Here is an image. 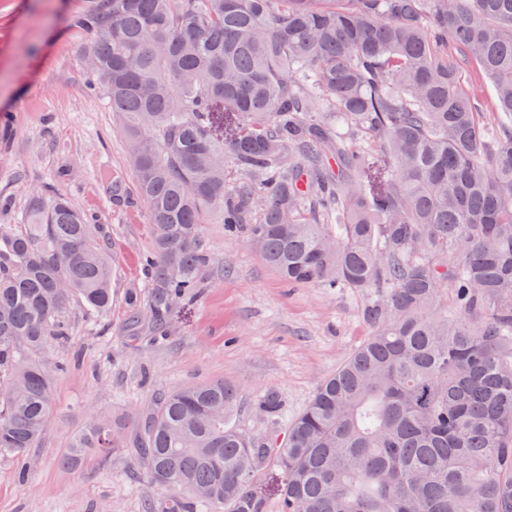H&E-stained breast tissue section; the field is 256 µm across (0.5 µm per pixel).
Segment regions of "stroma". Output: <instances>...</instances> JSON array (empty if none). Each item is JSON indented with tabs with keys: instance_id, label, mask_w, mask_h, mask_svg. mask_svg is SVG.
Masks as SVG:
<instances>
[{
	"instance_id": "1",
	"label": "stroma",
	"mask_w": 512,
	"mask_h": 512,
	"mask_svg": "<svg viewBox=\"0 0 512 512\" xmlns=\"http://www.w3.org/2000/svg\"><path fill=\"white\" fill-rule=\"evenodd\" d=\"M96 0H0V225L20 223L33 191L64 195L88 218L112 267V310L88 322L78 304L66 342L50 360L54 407L34 467L19 478L0 455V512H143L160 497L132 438L163 392L213 381L236 388V421L270 430L258 400L277 392L299 414L319 383L370 334L365 294L287 287L245 234H225L208 209L201 241L210 262L195 297L174 308L164 332L148 311L143 259L153 248L125 140L103 95L86 87L82 19ZM108 422L113 450L70 468L63 457L91 419Z\"/></svg>"
}]
</instances>
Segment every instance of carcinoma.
Listing matches in <instances>:
<instances>
[{
    "label": "carcinoma",
    "instance_id": "carcinoma-1",
    "mask_svg": "<svg viewBox=\"0 0 512 512\" xmlns=\"http://www.w3.org/2000/svg\"><path fill=\"white\" fill-rule=\"evenodd\" d=\"M83 23L152 223L157 325L202 287L212 206L287 284L370 295V336L282 431L233 424L222 381L157 396L134 439L163 491L146 512H265L266 467L280 512H512V0H98ZM73 300L108 315L110 262L81 211L36 192L0 234V453L20 476L53 408L32 355L69 336ZM257 408L285 416L275 393ZM110 447L96 421L64 463ZM465 83L469 90L476 94L486 118L493 120L496 116L494 113L495 94L490 81L479 70L468 68L465 71Z\"/></svg>",
    "mask_w": 512,
    "mask_h": 512
}]
</instances>
